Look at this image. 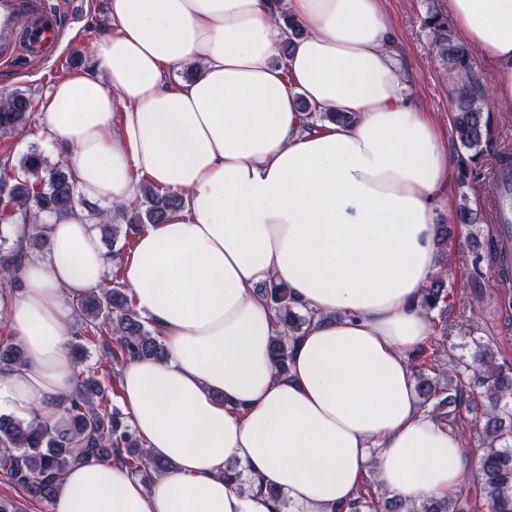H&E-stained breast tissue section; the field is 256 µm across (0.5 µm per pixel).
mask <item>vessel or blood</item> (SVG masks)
Here are the masks:
<instances>
[{
    "label": "vessel or blood",
    "mask_w": 512,
    "mask_h": 512,
    "mask_svg": "<svg viewBox=\"0 0 512 512\" xmlns=\"http://www.w3.org/2000/svg\"><path fill=\"white\" fill-rule=\"evenodd\" d=\"M64 27L52 0H0V58L16 57L18 49L27 55L42 53L46 41L61 40ZM507 177L494 175L498 199L496 230L505 242H512V192Z\"/></svg>",
    "instance_id": "obj_1"
}]
</instances>
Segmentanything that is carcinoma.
<instances>
[{
  "label": "carcinoma",
  "mask_w": 512,
  "mask_h": 512,
  "mask_svg": "<svg viewBox=\"0 0 512 512\" xmlns=\"http://www.w3.org/2000/svg\"><path fill=\"white\" fill-rule=\"evenodd\" d=\"M283 23L288 30L283 45L286 55L301 37L302 29L290 17L283 18ZM425 25L432 31L448 70H468L469 53L456 42L448 15L432 13L425 19ZM485 95L484 91L462 89L454 98L452 132L462 148L470 151L468 164L461 167L462 179L470 166L478 164L491 148ZM32 111L30 98L22 92L1 93L0 135L11 134L27 125ZM140 192V203L117 206L112 214L89 207L91 216L100 220L103 236L117 233L110 224L115 215L122 218L127 233L134 235L149 224L163 223L184 204L183 195L160 191L145 176L141 177ZM0 197L12 213L11 223L0 224V242L10 238L12 225L21 224L25 229L15 246L0 258V284L17 290L22 287L18 277L20 267L33 252L47 250V226L40 222L42 214L68 213L76 201V190L67 165L61 161L51 165L40 152L31 150L22 156L14 172L6 167L0 170ZM492 251L498 279L504 285L511 283L512 250L498 242L492 244ZM118 275L119 272H114L101 288L69 302L80 323L72 342L74 355L83 358L87 342L110 335L115 342L109 358L116 365L138 359H165L163 337L134 308L129 288L118 281ZM260 291L273 304L281 326L272 341V355L283 371L291 343L314 319V314L302 312L292 290L283 284L272 282ZM448 296V283L440 275L424 290L426 314L442 312ZM25 363L20 342L11 336L0 338V372ZM416 388L421 405L435 416H452L458 420L462 412L480 409V492L489 512H512V374L503 371L490 347L481 346L473 357V374L452 377L446 367L434 365L428 374L422 370L417 373ZM449 406L453 407L451 415L446 411ZM111 458L146 481L173 468L168 461L149 458L128 416L109 401L101 380L91 371L77 374L73 394L67 399L61 418L51 426L35 416L21 420L0 414V476H6L31 500L51 501L71 465L91 460L105 462ZM348 512H471V503L456 494L409 505L398 497L381 494L375 499L357 497L348 505Z\"/></svg>",
  "instance_id": "carcinoma-1"
}]
</instances>
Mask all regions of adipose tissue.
<instances>
[{
  "instance_id": "adipose-tissue-1",
  "label": "adipose tissue",
  "mask_w": 512,
  "mask_h": 512,
  "mask_svg": "<svg viewBox=\"0 0 512 512\" xmlns=\"http://www.w3.org/2000/svg\"><path fill=\"white\" fill-rule=\"evenodd\" d=\"M87 71L41 108L77 201L44 215L48 252L0 297L25 366L0 375V413L54 424L75 387L66 295L96 290L111 258L86 201L130 204L135 177L186 196L123 260L162 361L133 360L121 400L150 486L111 462L69 468L52 512H346L369 470L417 503L456 494L475 464L422 408L410 358L433 333V203L451 164L435 121L403 92L382 0H109ZM302 27L288 56L282 14ZM512 105V0H448ZM284 57V66L274 63ZM199 65L189 81L176 69ZM352 113L309 129L298 99ZM287 285L317 315L279 372L280 326L258 288ZM246 469V482L223 477Z\"/></svg>"
}]
</instances>
